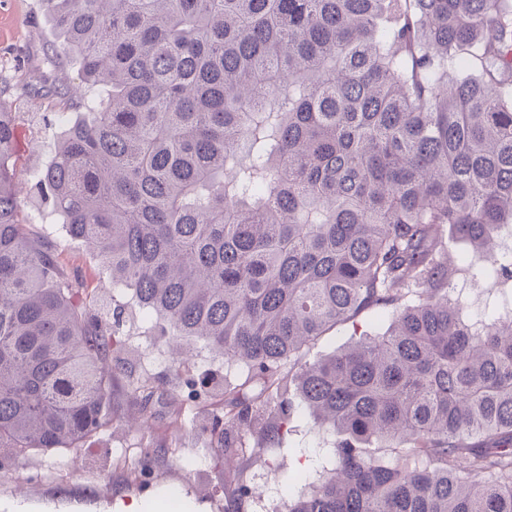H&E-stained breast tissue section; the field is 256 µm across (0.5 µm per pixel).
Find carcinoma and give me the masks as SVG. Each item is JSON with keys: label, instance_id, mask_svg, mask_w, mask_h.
<instances>
[{"label": "carcinoma", "instance_id": "carcinoma-1", "mask_svg": "<svg viewBox=\"0 0 512 512\" xmlns=\"http://www.w3.org/2000/svg\"><path fill=\"white\" fill-rule=\"evenodd\" d=\"M106 96L36 176L112 277V308L21 218L0 104V469L119 422L124 313L248 368L198 432L247 512L242 436L295 401L336 440L288 512H512V316L448 291L453 231L512 282V0H42ZM479 76L448 78L450 67ZM63 104L84 105L61 84ZM389 328L316 362L326 331ZM398 462L387 464L381 450Z\"/></svg>", "mask_w": 512, "mask_h": 512}]
</instances>
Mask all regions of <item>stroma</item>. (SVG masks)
Segmentation results:
<instances>
[{
	"label": "stroma",
	"mask_w": 512,
	"mask_h": 512,
	"mask_svg": "<svg viewBox=\"0 0 512 512\" xmlns=\"http://www.w3.org/2000/svg\"><path fill=\"white\" fill-rule=\"evenodd\" d=\"M77 63L65 51V42L53 30L41 0H0V84L18 117L17 174L22 183V218L34 233L51 240L68 268L77 270L87 288L98 297L112 295V281L92 259L86 247L69 237L62 215L37 195L33 184L49 161L57 137L80 118L78 109L63 105L52 94L54 85L79 84ZM453 272L448 280L460 293L467 311L490 316L499 289L471 281L469 269L484 266L485 259L467 244L447 242ZM389 323L388 314L365 313L356 324L342 323L329 330L310 350L309 361L328 357L354 341L356 335H375ZM153 316L131 306L125 332L132 345L143 347L131 375L117 383L115 416L146 410L151 423L147 433L114 425L103 429L76 457L32 455L19 466L21 472H44L42 481L29 485L25 494L14 485L0 484V512H121L119 504L142 499L162 504V512H224L234 486L224 479V465L215 459L209 443L194 433L198 420L209 410L208 397L191 399L182 378L169 371L164 338L154 330ZM148 382L155 395L149 405L130 394L132 386ZM335 435L317 426L310 411L297 405L288 430L278 444L267 446L257 438L244 439L241 464L257 494L249 512H288L300 487L317 484L332 467L330 448ZM158 447L153 464L156 483L138 494L117 456L135 455L147 444Z\"/></svg>",
	"instance_id": "stroma-1"
}]
</instances>
